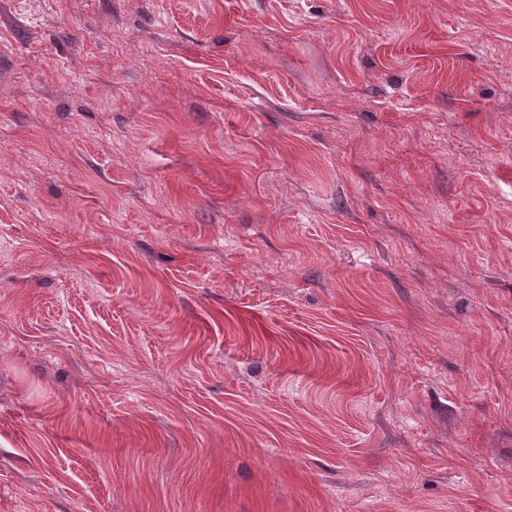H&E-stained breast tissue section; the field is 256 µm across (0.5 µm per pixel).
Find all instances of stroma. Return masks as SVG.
<instances>
[{"mask_svg":"<svg viewBox=\"0 0 512 512\" xmlns=\"http://www.w3.org/2000/svg\"><path fill=\"white\" fill-rule=\"evenodd\" d=\"M0 512H512V0H0Z\"/></svg>","mask_w":512,"mask_h":512,"instance_id":"obj_1","label":"stroma"}]
</instances>
